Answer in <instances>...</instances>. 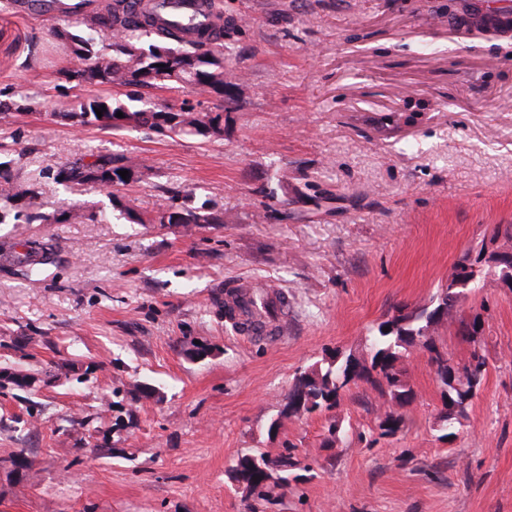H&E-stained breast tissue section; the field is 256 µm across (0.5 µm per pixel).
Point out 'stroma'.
<instances>
[{
	"label": "stroma",
	"instance_id": "35a3bbf8",
	"mask_svg": "<svg viewBox=\"0 0 512 512\" xmlns=\"http://www.w3.org/2000/svg\"><path fill=\"white\" fill-rule=\"evenodd\" d=\"M26 2L0 0V101L37 106L0 123V158L46 212L106 218L0 224V241L51 246L38 276L0 271V368L37 375L0 390V512H512V288L473 290L435 332L462 362L460 319H485L487 372L452 441L434 429L441 389L418 349L400 362L415 400L396 435L380 436L388 400L363 383L267 433L298 370L363 350L512 224V27L499 23L512 0H213L231 100L190 86L141 97L223 104L216 141L66 124L84 90L55 71L78 62L41 48L69 19ZM91 154L138 168L116 192L54 181ZM176 189L223 223H159ZM238 280L287 293L278 342L225 321ZM255 449L294 462L264 500L231 479Z\"/></svg>",
	"mask_w": 512,
	"mask_h": 512
}]
</instances>
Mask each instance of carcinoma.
<instances>
[{
  "instance_id": "cac0c4a2",
  "label": "carcinoma",
  "mask_w": 512,
  "mask_h": 512,
  "mask_svg": "<svg viewBox=\"0 0 512 512\" xmlns=\"http://www.w3.org/2000/svg\"><path fill=\"white\" fill-rule=\"evenodd\" d=\"M126 0H115L106 16L95 15L82 20L83 28L77 31H63L57 37L64 41L81 66L75 69L61 68L57 78L61 81L77 82L85 88L86 96L81 101L78 112H61L60 118L79 126H95L100 129H139L153 130L156 127V114L161 111L175 112L177 122L170 133L177 136H198V129L220 119L224 105L217 106V112H197L191 107L179 108L166 104L160 109L155 105L144 108L126 107L112 102V98L95 93L99 86L115 85L129 89L127 98L131 102L139 101L138 89L144 87L179 88L192 85L204 93L224 98L235 84L228 80L230 72L224 66V46L217 37L200 32L194 39H185L176 31L158 25V20L145 15L139 20L128 17L121 7ZM156 36L155 42L142 45V36ZM106 108L103 115L112 119L117 112L124 115L122 124H102L96 110ZM34 102L28 96L10 103H0V121L18 122L31 114ZM11 161L0 160V224L11 220L15 224H50L68 221L82 223L94 221L97 215L86 213L80 207H73L59 214H49L44 210L40 192L34 189L19 190L13 182L10 169ZM136 164L127 157L98 155L96 162L85 165L75 164L56 171L54 179L60 184L92 183L105 187L126 184L119 172L130 171ZM190 222L185 227L199 224H222L224 219L212 212L198 207H185ZM48 244L40 241H3L0 243V257L6 262V268L20 267L30 273L38 271L41 262L37 257L47 253ZM501 272L485 264L470 272L466 291L482 285L487 286L498 281ZM446 284L428 303L410 313L391 316L372 327L367 338L370 358L356 352L346 355L336 354L322 362H316L298 373L295 377L288 400L284 407L294 411L293 417L299 419L315 412H329L338 408L344 394L351 386L360 382L367 383L372 389L389 397L390 408L379 417L378 427L381 435L392 436L407 425L406 414L400 409L414 399V391L403 377L397 362L408 351L419 348L435 361L442 348L439 347L433 333L445 311L458 305L449 303ZM478 316L470 320H461L459 332L473 344L470 360L486 366L481 354V341L475 338L473 329ZM390 331L385 332L383 328ZM35 374L22 369L1 368L0 389H24ZM471 391L470 377L457 380V385H448L442 391V398L451 402L454 409L439 414L443 434L447 439L455 435V424L465 415L469 405L467 399ZM274 465L281 471L277 485H288L289 471L293 467L291 456L280 454L276 457L266 452L245 453L238 457L233 468L236 481L250 483L249 494L264 499L268 495L264 483V470Z\"/></svg>"
}]
</instances>
